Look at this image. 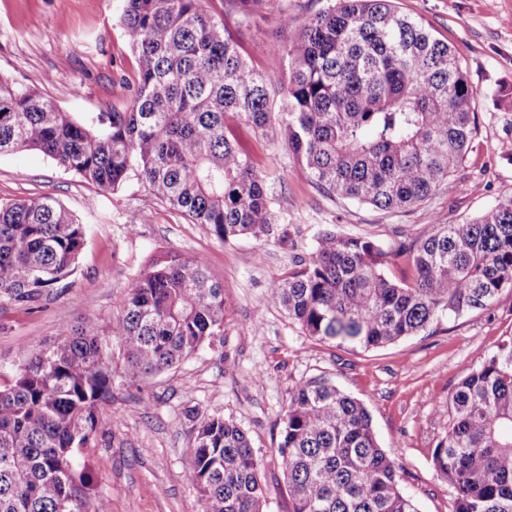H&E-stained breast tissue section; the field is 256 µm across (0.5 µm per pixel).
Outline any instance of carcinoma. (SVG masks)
Masks as SVG:
<instances>
[{"instance_id":"carcinoma-1","label":"carcinoma","mask_w":512,"mask_h":512,"mask_svg":"<svg viewBox=\"0 0 512 512\" xmlns=\"http://www.w3.org/2000/svg\"><path fill=\"white\" fill-rule=\"evenodd\" d=\"M124 0L121 22L139 58L126 110L80 118L39 92L0 80V154L37 150L116 191L136 176L159 200L222 242L282 223L267 179L235 134L278 136L329 196L387 212L426 202L477 134V91L448 43L395 0H326L299 19L288 0ZM275 20L288 42L270 51L288 80L261 72L237 33ZM87 226L51 196L0 202V297L36 305L77 270ZM403 258L414 281L386 273ZM267 301L309 336L370 350L443 318L488 309L512 288V194L459 224L385 250L322 232ZM224 336V288L204 266L155 254L104 327L71 326L0 386V512L89 510L75 452L95 437L112 389L162 373ZM188 480L203 512H263V460L222 416L195 426ZM276 453L292 512H417L403 472L379 446L365 405L326 377L289 395ZM433 464L453 487L452 512H512V337L465 371L448 394Z\"/></svg>"}]
</instances>
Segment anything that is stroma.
Listing matches in <instances>:
<instances>
[{"mask_svg": "<svg viewBox=\"0 0 512 512\" xmlns=\"http://www.w3.org/2000/svg\"><path fill=\"white\" fill-rule=\"evenodd\" d=\"M448 42L478 92V134L447 186L408 213L326 197L278 139L237 132L256 169L269 178L282 224L271 235L224 243L130 178L104 191L34 150L0 154V202L49 194L88 227L77 272L37 310L0 302V380L72 325L118 314L151 252L170 250L207 267L224 284V335L181 365L114 390L94 442L75 470L89 502L107 512H202L187 479L195 416H224L244 428L264 463V512H291L277 459L290 391L326 376L368 408L377 439L401 466L402 488L418 512H449L453 489L433 453L445 435L448 395L466 368L512 336V289L487 311L434 323L427 331L369 351L306 335L287 311L267 302L297 257L324 229L382 246L426 236L432 216L457 224L512 193V0H395ZM122 0H0V79L36 88L66 112L125 110L139 73L121 24ZM275 23L242 29V54L265 71L283 68L270 43Z\"/></svg>", "mask_w": 512, "mask_h": 512, "instance_id": "1", "label": "stroma"}]
</instances>
